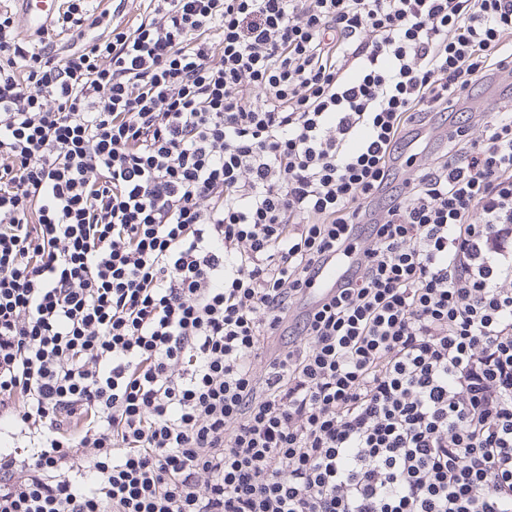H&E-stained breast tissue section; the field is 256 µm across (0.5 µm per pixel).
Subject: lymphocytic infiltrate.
Here are the masks:
<instances>
[{
  "label": "lymphocytic infiltrate",
  "instance_id": "1",
  "mask_svg": "<svg viewBox=\"0 0 512 512\" xmlns=\"http://www.w3.org/2000/svg\"><path fill=\"white\" fill-rule=\"evenodd\" d=\"M509 77L512 0L1 11L0 512H512ZM21 3L26 26L35 32L55 13L58 0H13ZM495 98H498V91L489 88L485 82H477L473 87L472 97L468 101V109L462 110L464 112L463 120L467 117L468 113L472 112L471 122L477 121L480 118V112H483L487 104L491 103ZM340 265L326 262L321 266L318 277L306 288V294L312 299H316L329 288H336V282L339 280Z\"/></svg>",
  "mask_w": 512,
  "mask_h": 512
}]
</instances>
